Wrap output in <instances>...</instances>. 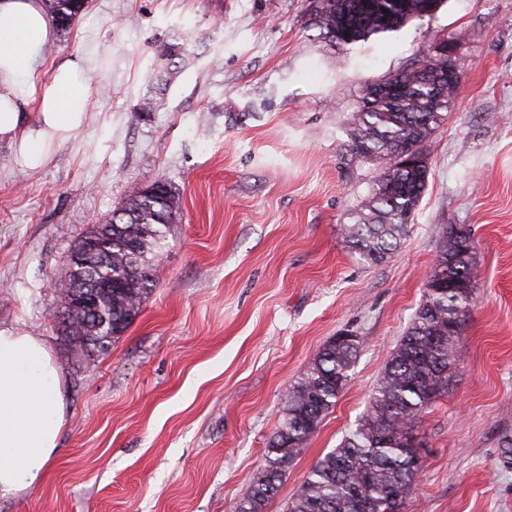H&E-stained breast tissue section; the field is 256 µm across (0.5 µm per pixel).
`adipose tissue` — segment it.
Instances as JSON below:
<instances>
[{
  "mask_svg": "<svg viewBox=\"0 0 512 512\" xmlns=\"http://www.w3.org/2000/svg\"><path fill=\"white\" fill-rule=\"evenodd\" d=\"M55 38L43 0H0V141L30 170L82 129L90 110L83 73L91 53L43 74L42 51ZM63 423L59 373L44 343L0 330V498L43 478Z\"/></svg>",
  "mask_w": 512,
  "mask_h": 512,
  "instance_id": "ef3b65f1",
  "label": "adipose tissue"
}]
</instances>
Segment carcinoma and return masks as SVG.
Returning a JSON list of instances; mask_svg holds the SVG:
<instances>
[{
	"label": "carcinoma",
	"instance_id": "1",
	"mask_svg": "<svg viewBox=\"0 0 512 512\" xmlns=\"http://www.w3.org/2000/svg\"><path fill=\"white\" fill-rule=\"evenodd\" d=\"M321 0L319 22L325 37L342 49L373 35L397 30L414 19L431 16L437 0ZM57 29L68 31L84 0H43ZM187 49L177 41L163 45L160 56L178 67ZM455 62L428 55L420 63L371 82L349 122V149L359 159L377 162L381 172L352 209V223L342 225L349 246L368 263H379L401 243L427 189L429 167L405 166L412 152L428 158L427 144L454 103L462 70L448 76ZM182 210V196L165 182L135 187L112 216L83 234L110 241L107 253L85 251L80 277L94 288L112 282L101 294L91 321L108 319L112 328L95 333L86 319L74 317L65 328L67 352L92 357L120 339L139 314L155 282V260L162 254L169 224ZM436 262L428 278L444 279L424 290L412 322L392 352L356 428L337 448L320 458L305 477L286 512H404L406 498L421 467L416 436L425 410L445 394L459 361L458 338L474 302L475 249L470 230L455 225L440 237ZM359 350L353 335L324 344L304 377L288 388L281 423L270 439L263 465L250 490L232 512H266L279 492L288 465L316 433L350 382Z\"/></svg>",
	"mask_w": 512,
	"mask_h": 512
}]
</instances>
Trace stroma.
I'll return each mask as SVG.
<instances>
[{
  "instance_id": "1",
  "label": "stroma",
  "mask_w": 512,
  "mask_h": 512,
  "mask_svg": "<svg viewBox=\"0 0 512 512\" xmlns=\"http://www.w3.org/2000/svg\"><path fill=\"white\" fill-rule=\"evenodd\" d=\"M320 0H87L43 55L95 50L84 127L24 169L0 142V329L37 336L65 420L45 477L0 512H230L291 384L350 333L351 382L266 512L354 429L422 299L448 225L470 229L476 296L447 394L425 412L404 512H512V0H444L340 51ZM179 38L189 55L139 109ZM448 49L463 71L398 248L369 264L340 234L379 172L351 156L366 83ZM179 190L156 284L104 353L66 359L56 285L78 238L131 187Z\"/></svg>"
}]
</instances>
